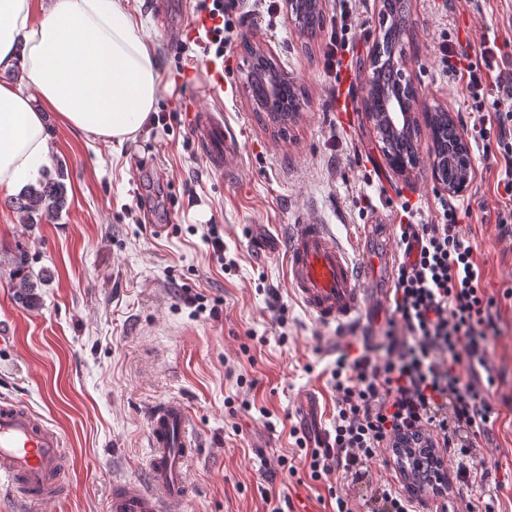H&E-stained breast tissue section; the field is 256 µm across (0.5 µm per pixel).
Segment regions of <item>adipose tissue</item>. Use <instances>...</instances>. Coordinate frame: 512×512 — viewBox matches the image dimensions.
I'll return each mask as SVG.
<instances>
[{"mask_svg":"<svg viewBox=\"0 0 512 512\" xmlns=\"http://www.w3.org/2000/svg\"><path fill=\"white\" fill-rule=\"evenodd\" d=\"M128 0H0V192L38 185L53 137L44 113L94 138L123 144L148 124L162 74Z\"/></svg>","mask_w":512,"mask_h":512,"instance_id":"obj_1","label":"adipose tissue"}]
</instances>
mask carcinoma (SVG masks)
Masks as SVG:
<instances>
[{"label":"carcinoma","mask_w":512,"mask_h":512,"mask_svg":"<svg viewBox=\"0 0 512 512\" xmlns=\"http://www.w3.org/2000/svg\"><path fill=\"white\" fill-rule=\"evenodd\" d=\"M409 15L408 0H382L381 35L376 44L369 78L373 129L392 158L403 157L408 160L419 158L421 149L418 119L415 115L417 95L412 84L404 79V62L400 59L405 39L408 38ZM292 17L299 36L303 38H312L324 28L325 17L319 0H294ZM275 75L281 84L282 93L270 106L269 114L291 121L305 103V92L282 72L277 71ZM396 96L402 97L409 118L406 125L390 129L386 125L385 113L389 102ZM425 123L432 136V154L442 162V177L450 184L460 183L470 175V166L466 163L469 152L454 118L447 109L435 105L431 115L425 117ZM11 204L22 214L25 223L30 225L42 218L60 214L67 204L63 167L57 168V176L49 174L39 182V186L31 187L12 198ZM12 265V276L18 279L17 300L29 309L39 308L41 299L36 288L43 281V274L36 275L30 270L28 254L23 250L15 253Z\"/></svg>","instance_id":"1"}]
</instances>
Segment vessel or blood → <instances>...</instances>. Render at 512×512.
<instances>
[{
  "label": "vessel or blood",
  "instance_id": "1",
  "mask_svg": "<svg viewBox=\"0 0 512 512\" xmlns=\"http://www.w3.org/2000/svg\"><path fill=\"white\" fill-rule=\"evenodd\" d=\"M195 135L212 165L237 160L236 137L215 122L203 121ZM289 284L306 311L319 322L350 326L366 308L363 282L387 276L391 253L351 259L336 245L326 225L305 221L295 225L286 253ZM151 454L149 487L128 483L112 495L111 512H180L191 489L183 473L193 445L187 436V414L175 401L153 407L149 416ZM63 439L56 427L28 406L0 401V492L42 503L61 486L65 466Z\"/></svg>",
  "mask_w": 512,
  "mask_h": 512
}]
</instances>
